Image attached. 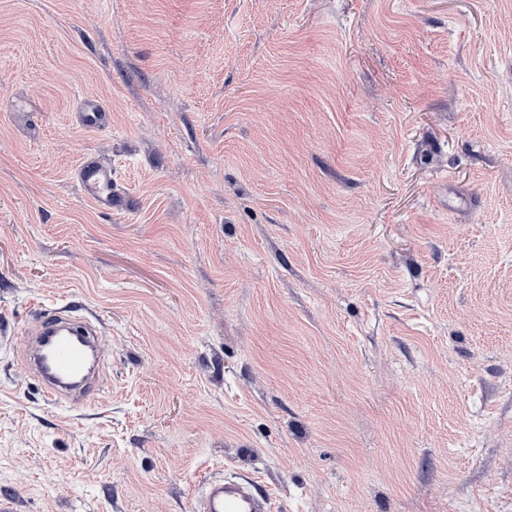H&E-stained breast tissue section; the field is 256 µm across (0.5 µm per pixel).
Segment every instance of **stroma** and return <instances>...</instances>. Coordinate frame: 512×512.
Masks as SVG:
<instances>
[{"label": "stroma", "instance_id": "obj_1", "mask_svg": "<svg viewBox=\"0 0 512 512\" xmlns=\"http://www.w3.org/2000/svg\"><path fill=\"white\" fill-rule=\"evenodd\" d=\"M1 336L12 512H512V0H0ZM79 120L84 126L95 130L105 129L110 123L108 112L94 99L84 101L83 110L79 113ZM83 195L99 210H112V165L94 155H85L75 169ZM71 312L68 306L41 310L23 358L28 369L42 377L44 396L51 404L87 403L100 387L101 337L87 317ZM273 497L258 481L211 477L202 484L196 512H271Z\"/></svg>", "mask_w": 512, "mask_h": 512}]
</instances>
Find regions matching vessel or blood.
<instances>
[{
    "label": "vessel or blood",
    "mask_w": 512,
    "mask_h": 512,
    "mask_svg": "<svg viewBox=\"0 0 512 512\" xmlns=\"http://www.w3.org/2000/svg\"><path fill=\"white\" fill-rule=\"evenodd\" d=\"M80 122L101 130L110 123L109 114L96 100H85ZM75 175L83 195L99 210L112 209V167L100 158H81ZM101 339L88 318L64 313L63 309L41 310L27 342L23 361L44 383L48 403L75 405L88 402L100 387L98 366ZM273 497L258 481L212 477L202 484L195 512H272Z\"/></svg>",
    "instance_id": "vessel-or-blood-1"
}]
</instances>
